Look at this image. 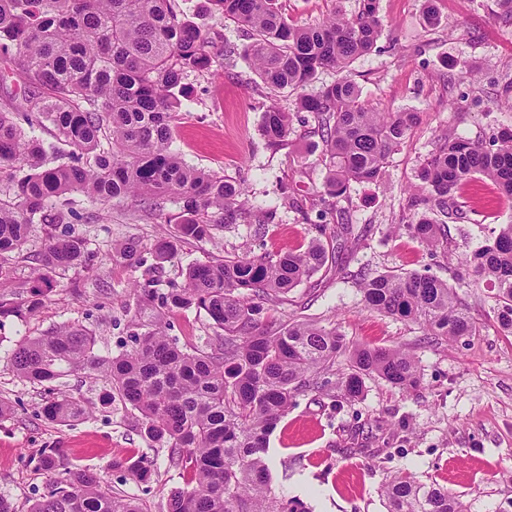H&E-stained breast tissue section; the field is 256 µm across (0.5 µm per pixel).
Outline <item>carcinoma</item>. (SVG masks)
I'll use <instances>...</instances> for the list:
<instances>
[{"mask_svg":"<svg viewBox=\"0 0 512 512\" xmlns=\"http://www.w3.org/2000/svg\"><path fill=\"white\" fill-rule=\"evenodd\" d=\"M212 3L224 20L250 32L242 55L261 81L288 91L297 109L314 114L328 167L320 198L338 199L353 183L377 181L416 113L372 111L347 76L306 93L319 71L343 72L375 48L382 29L377 0H360L351 19L334 14L313 27L289 23L275 0ZM0 55L24 84L23 103L0 110V172L7 173L0 185V258L22 250L35 217L48 221L51 200L74 192L93 200L131 198L148 210L176 201L175 234L153 246L159 262L176 258L179 240L203 242L250 217L240 185L188 165L171 149L183 75L208 71L213 63L211 41L182 20L177 0H0ZM16 114L31 127L51 124L70 147L69 162L48 164L55 146L26 134ZM291 130L290 110L266 108L261 131L270 145L286 144ZM476 175L512 201V130L486 144L444 138L420 172L430 210L445 212L448 198ZM327 215L326 208L317 211L319 238L303 250L279 253L274 262L247 255L195 262L186 267L181 288L159 298L152 288L134 290L138 301H156L169 312H205L215 328L207 351L189 350L157 328L107 359L95 354V336L67 326L19 343L8 364L33 384L73 372L105 378L139 412L148 436L169 445V463L183 476L185 487L171 491L165 512H309L299 499L272 495L265 458L269 436L295 395L321 389L320 374L344 353L351 367L344 385L349 399L362 396L366 376L401 390L420 384L410 352L360 345L315 321L277 324L264 319L263 304L254 301H279L319 272L328 261L323 237L342 248L353 225L343 223L342 211L335 225ZM403 229L428 248L446 233L445 224L426 214ZM113 251L139 261L134 241L116 243ZM88 258L84 241L67 235L49 239L38 261L56 271ZM461 263L497 283L500 327L511 334L512 224ZM361 291L367 308L419 323L429 336L456 340L479 332L456 289L436 277L380 273L363 278ZM47 414L69 422L85 410L64 395ZM43 465L46 491L31 512H146L140 498L104 491L90 469L60 475L51 453ZM383 496L388 512H466L458 496L407 472L391 477Z\"/></svg>","mask_w":512,"mask_h":512,"instance_id":"cac0c4a2","label":"carcinoma"}]
</instances>
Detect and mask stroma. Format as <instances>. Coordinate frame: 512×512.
<instances>
[{
    "label": "stroma",
    "mask_w": 512,
    "mask_h": 512,
    "mask_svg": "<svg viewBox=\"0 0 512 512\" xmlns=\"http://www.w3.org/2000/svg\"><path fill=\"white\" fill-rule=\"evenodd\" d=\"M178 3L224 54L215 63L219 77L186 71L172 147L189 165L243 183L252 221L224 225L205 242H183L177 259L162 264L152 249L174 231L167 222L177 211L171 202L149 213L127 200L100 203L75 193L64 203L63 223L33 224L22 251L1 264L8 274L0 279V302L10 309L0 316V400L12 406L0 417V495L14 512H29L43 494L42 458L50 452L58 471L92 469L109 493L137 496L149 512H163L171 490L183 484L167 444L151 440L138 411L111 396L104 381L79 374L31 384L17 377L7 361L19 342L75 325L95 336L98 355H118L132 335L156 324L157 304L137 301L134 283L165 293L183 286L188 264L246 253L273 257L287 246L307 247L317 235L287 204L291 197L313 198L328 172L312 116L295 115L287 144L270 147L260 132L262 114L271 103L288 105L289 93L266 88L241 54L242 29L217 15L210 0ZM276 6L295 25L311 26L336 12L354 16L359 0H276ZM378 14L382 31L374 51L348 73L369 108L408 110L418 120L381 178L352 184L339 200L355 240L267 314L282 323H330L361 344L406 349L418 362L421 385L402 391L372 377L363 396L350 400L342 390L347 364L337 359L321 374L322 389L300 393L270 435L271 489L276 497L303 501L310 512H386V479L409 472L460 495L469 512H512V335L499 325L494 285L459 262L512 223V202L478 176L455 194L451 207L459 216L448 219L437 248L400 230L422 212L413 201L420 170L442 138L486 142L512 128V110L502 104L512 87V0H378ZM68 231L84 239L90 259L50 273L42 307L28 312L45 238ZM128 239L138 243L143 264L113 252L114 242ZM410 271L455 287L479 334L438 340L417 323L365 308L362 278ZM166 320L167 335L191 347H205L214 333L205 313L193 309ZM62 391L85 403L87 415L49 421L43 409ZM127 458L151 465L150 483H135L118 467Z\"/></svg>",
    "instance_id": "35a3bbf8"
}]
</instances>
